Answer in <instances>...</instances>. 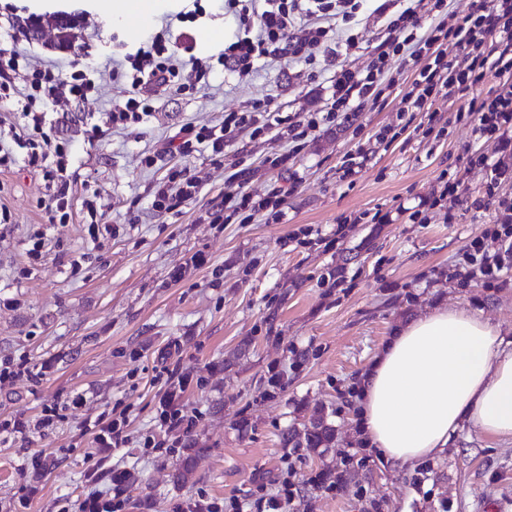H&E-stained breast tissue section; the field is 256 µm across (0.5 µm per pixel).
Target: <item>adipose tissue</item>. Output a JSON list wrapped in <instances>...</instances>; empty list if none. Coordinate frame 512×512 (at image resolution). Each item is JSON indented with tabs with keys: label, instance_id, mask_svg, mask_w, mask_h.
<instances>
[{
	"label": "adipose tissue",
	"instance_id": "ef3b65f1",
	"mask_svg": "<svg viewBox=\"0 0 512 512\" xmlns=\"http://www.w3.org/2000/svg\"><path fill=\"white\" fill-rule=\"evenodd\" d=\"M173 0H96L140 32ZM368 449L405 464L441 454L464 426L512 439V347L496 323L441 307L402 324L361 375L355 397Z\"/></svg>",
	"mask_w": 512,
	"mask_h": 512
}]
</instances>
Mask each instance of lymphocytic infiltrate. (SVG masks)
I'll use <instances>...</instances> for the list:
<instances>
[{"label": "lymphocytic infiltrate", "instance_id": "obj_1", "mask_svg": "<svg viewBox=\"0 0 512 512\" xmlns=\"http://www.w3.org/2000/svg\"><path fill=\"white\" fill-rule=\"evenodd\" d=\"M366 0H224V12L236 29L223 51L204 58L194 56L189 32L181 43L167 44L162 35L149 37L136 50L112 65L86 63L70 72L53 62L33 64L23 52L0 49V101L10 100L14 112L0 115V165L10 164L35 174L42 189L40 203L48 225L66 222L73 206L74 140L58 126L57 109L98 99L106 79L122 81V100L97 121L84 122L80 134L87 143L98 141L104 129L136 128L156 110L159 95L198 93L209 89L214 69L229 72L241 83L252 80L259 62L288 60L304 64L308 83L318 82L320 59L348 57L359 49L357 27ZM374 12L383 23L375 36L371 61L366 69L340 65L333 77L325 105L303 112L283 111L272 100L262 99L225 113L211 124L186 123L173 135L171 144L189 159L199 148L223 157L224 150L242 135L252 139L284 141L288 150L265 157L268 168L287 166L307 139L348 120L350 114L375 104L392 61L409 52L418 61L414 79L403 97L400 118L412 124L416 113L430 111L440 97L463 96L473 85L494 75L498 84L477 104H469L466 120L474 142L496 140L500 160L477 155L478 165L489 169L493 182L512 183V0H477L473 10L454 20L445 0H374ZM463 56L467 65L456 68L449 54ZM241 172L224 181V219L249 223L256 216L281 221L286 199L281 195L256 198L241 182ZM200 185L187 168L174 170L155 182L149 192L156 211L170 213L192 202ZM186 378H167L156 430L142 435L141 450L159 449L168 438L187 434L196 414L186 411L182 394ZM98 455H117L130 442L124 417L101 414L87 422ZM133 469L115 466L105 486H91L74 502V512H116L125 504V493L135 481Z\"/></svg>", "mask_w": 512, "mask_h": 512}]
</instances>
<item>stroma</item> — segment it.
<instances>
[{"instance_id":"35a3bbf8","label":"stroma","mask_w":512,"mask_h":512,"mask_svg":"<svg viewBox=\"0 0 512 512\" xmlns=\"http://www.w3.org/2000/svg\"><path fill=\"white\" fill-rule=\"evenodd\" d=\"M179 10L155 18L151 31L189 29L194 53L223 50L207 31L231 35L224 0H178ZM94 0H0V14L19 19L49 13L79 15L71 50L44 48L22 35L18 47L33 61L56 57L104 63L135 52L139 39L94 12ZM201 6L189 25L180 13ZM396 86L373 108L310 140L285 169L262 160L277 141L240 137L223 162L200 151L188 161L201 189L179 214L151 206L148 189L180 158L168 145L187 122L213 123L256 99L286 109H316L324 87L309 85L302 64L259 63L251 83L216 73L192 98L166 93L132 131L106 130L95 145L78 144L80 177L101 193L112 237L93 238L81 209L56 225L41 260L28 240L44 223L35 176L0 166V204L14 216L0 226V360L24 359L33 376L0 383V421L20 418L26 432L0 443V512H12L32 460H41L43 490L29 512H61L89 487L94 452L86 421L124 413L131 439L153 428L165 390L163 371L186 376V410L199 418L190 436L198 452L190 481L172 475L183 448L155 458L128 454L114 464L136 465L140 478L122 512H175L198 496L222 512H254V502L290 483L287 512H512V440L462 429L445 453L414 465L388 461L363 448L353 391L383 342L402 323L439 307L483 311L512 341V261L489 279L463 256L481 240L499 253L495 198L512 197V183H492L470 163L472 133L457 118L462 103L481 101L494 77L462 100H437L416 120L427 137L402 130L399 111L414 65L395 59ZM399 129L376 143L383 127ZM363 148L368 159L355 182L338 178L344 157ZM154 156L145 164V156ZM257 163L248 192L286 195L282 223L210 224L206 211L224 199V176L239 158ZM458 180L456 194L426 206L440 174ZM422 206L418 219L408 211ZM382 211L385 224L354 223ZM203 263H196V256ZM85 393L54 429L36 424L46 407ZM324 409L335 438L327 448L284 446Z\"/></svg>"}]
</instances>
